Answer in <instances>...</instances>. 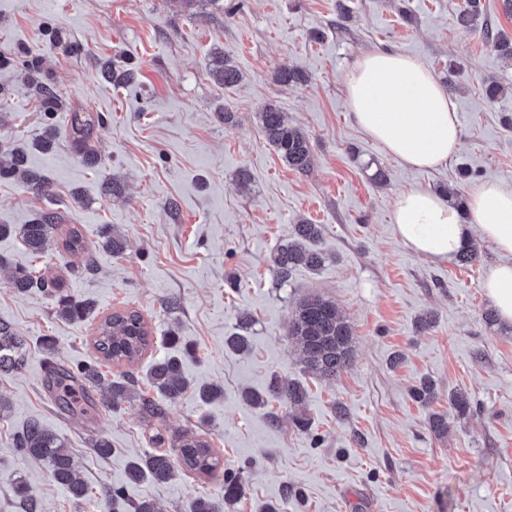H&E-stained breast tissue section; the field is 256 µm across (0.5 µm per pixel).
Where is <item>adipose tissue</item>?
<instances>
[{"label": "adipose tissue", "instance_id": "obj_1", "mask_svg": "<svg viewBox=\"0 0 512 512\" xmlns=\"http://www.w3.org/2000/svg\"><path fill=\"white\" fill-rule=\"evenodd\" d=\"M356 124L402 164L440 167L460 146L461 122L447 92L415 59L391 52L363 55L344 76ZM467 215L427 189L401 191L394 203L396 232L415 253L454 261L469 230L495 246L503 262L483 288L503 325L512 326V190L484 181L468 194Z\"/></svg>", "mask_w": 512, "mask_h": 512}]
</instances>
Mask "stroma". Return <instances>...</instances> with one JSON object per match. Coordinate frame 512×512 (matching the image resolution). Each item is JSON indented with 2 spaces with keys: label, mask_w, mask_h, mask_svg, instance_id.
<instances>
[{
  "label": "stroma",
  "mask_w": 512,
  "mask_h": 512,
  "mask_svg": "<svg viewBox=\"0 0 512 512\" xmlns=\"http://www.w3.org/2000/svg\"><path fill=\"white\" fill-rule=\"evenodd\" d=\"M466 0H0V224H31L43 214L80 229L97 248L104 228L126 235L120 254L84 257L50 245L32 254L19 236L0 238V320L23 336L20 368L0 372V512H23L12 490L23 479L36 512H95L75 506L45 462L20 455L16 439L31 419L65 437L94 496L121 490L184 512L200 495L223 500L217 480L193 473L160 486L128 483V463L152 451L139 401L112 406L106 384L130 372L139 392L162 404L171 435L208 440L225 470L241 474L244 494L230 512H512V327L488 325L482 287L502 260L478 240L473 265L421 256L395 232L394 200L409 187L468 194L495 180L512 189V59L464 28ZM412 57L440 82L462 126V146L445 166L400 164L358 128L348 108L346 70L364 54ZM231 60L241 81L224 87ZM309 77L285 86L284 67ZM132 71L135 80L120 81ZM503 85L493 102L486 83ZM276 102L310 138L313 162L298 172L267 143L259 111ZM93 113L86 161L68 135L70 113ZM23 148L26 167L49 183L40 192L7 173ZM389 181L378 186L376 170ZM320 225L318 270L298 269L285 285L269 271L275 245L295 224ZM57 281V296L20 293L16 269ZM321 294L353 324L350 368L333 381L305 373L288 339L296 302ZM94 303L65 320L58 297ZM179 307L170 311L167 299ZM139 311L151 345L136 365L105 364L96 406L75 418L44 387L45 367L97 359L94 336L112 312ZM432 313L429 330L417 328ZM253 318L250 348L229 349L240 314ZM400 364H393L395 354ZM176 355L195 383H217L223 399L195 391L165 401L146 372ZM299 381L310 421L298 430L285 408L247 403L274 375ZM431 378L432 408L409 389ZM470 394L453 413L455 390ZM347 416L337 419V407ZM448 415L447 437L426 427L429 411ZM277 413L270 422L269 413ZM107 438L109 458L92 444Z\"/></svg>",
  "instance_id": "obj_1"
}]
</instances>
